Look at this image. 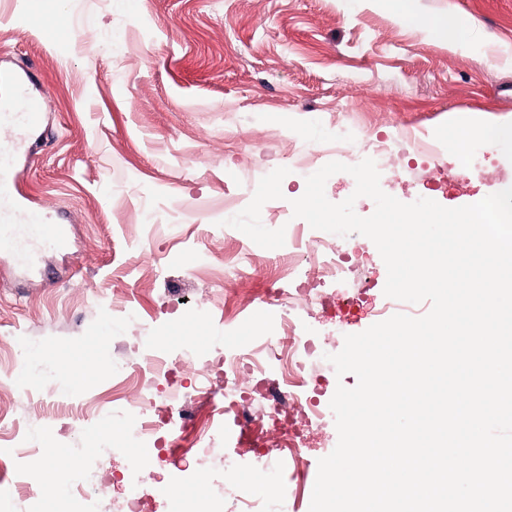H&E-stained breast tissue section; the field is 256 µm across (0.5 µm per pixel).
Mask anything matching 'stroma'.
I'll return each mask as SVG.
<instances>
[{
    "label": "stroma",
    "mask_w": 512,
    "mask_h": 512,
    "mask_svg": "<svg viewBox=\"0 0 512 512\" xmlns=\"http://www.w3.org/2000/svg\"><path fill=\"white\" fill-rule=\"evenodd\" d=\"M433 17L451 11L479 32L470 48L439 44L397 20L385 0H5L0 7V98L5 78L24 71L46 115L15 167L34 224L70 227L67 248L44 247L40 274L0 249V448L81 451L90 465L121 474L135 448L119 452L124 428L99 418L112 383L84 375L47 394L63 373L109 363L135 373L156 337L194 355L174 367L189 417L183 435L225 429L224 455L237 468L224 512L236 497L288 493L309 512L318 461L338 441L334 423L310 432L308 475L288 462L268 477L237 453L214 392L194 391L217 349L270 332V308L255 305L224 321V266L247 270L240 286L270 287L281 262L280 224L320 169L318 145L339 124L353 125L354 148L404 128L425 131L443 152L424 158L400 148L382 190L455 208L482 200L512 175V148L489 147L483 176L452 178L454 135L483 134L512 122V0H415ZM353 267L373 286L328 284L297 303L299 332L338 353L348 334L394 314L425 315L384 294L387 270L375 244L343 239ZM350 323L327 318L354 296ZM156 512H177L198 484L223 480L220 467L195 468L184 453L164 467L145 464Z\"/></svg>",
    "instance_id": "1"
}]
</instances>
